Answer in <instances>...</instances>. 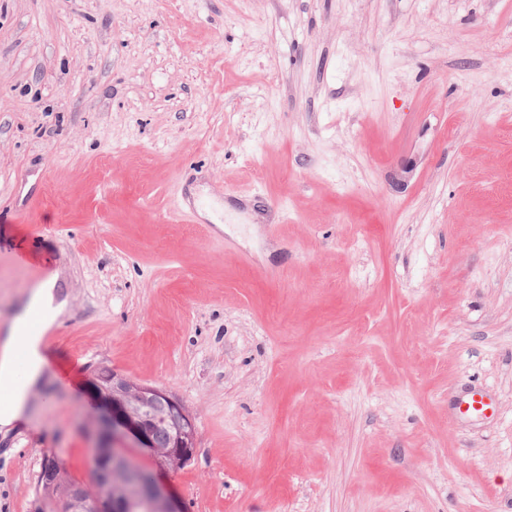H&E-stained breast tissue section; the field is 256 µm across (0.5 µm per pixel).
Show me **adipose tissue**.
Here are the masks:
<instances>
[{
    "mask_svg": "<svg viewBox=\"0 0 512 512\" xmlns=\"http://www.w3.org/2000/svg\"><path fill=\"white\" fill-rule=\"evenodd\" d=\"M62 305L56 304L51 283H43L34 291L21 311L11 320L4 338L0 339V388L9 392L6 401H0V427H11L19 421L28 406L31 390L43 375L44 358L41 354L42 336L29 335L26 325L30 316H39L43 327H51L62 314ZM25 345L30 362L25 371H18L14 351Z\"/></svg>",
    "mask_w": 512,
    "mask_h": 512,
    "instance_id": "ef3b65f1",
    "label": "adipose tissue"
}]
</instances>
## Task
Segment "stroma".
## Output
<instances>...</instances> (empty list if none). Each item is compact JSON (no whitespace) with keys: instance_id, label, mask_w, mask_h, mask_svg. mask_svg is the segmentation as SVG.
Returning a JSON list of instances; mask_svg holds the SVG:
<instances>
[{"instance_id":"obj_1","label":"stroma","mask_w":512,"mask_h":512,"mask_svg":"<svg viewBox=\"0 0 512 512\" xmlns=\"http://www.w3.org/2000/svg\"><path fill=\"white\" fill-rule=\"evenodd\" d=\"M45 264L0 512L89 484L99 366L186 512H512V0H0V336Z\"/></svg>"}]
</instances>
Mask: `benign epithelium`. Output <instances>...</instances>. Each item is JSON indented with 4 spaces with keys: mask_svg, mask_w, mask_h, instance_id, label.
<instances>
[{
    "mask_svg": "<svg viewBox=\"0 0 512 512\" xmlns=\"http://www.w3.org/2000/svg\"><path fill=\"white\" fill-rule=\"evenodd\" d=\"M102 407L91 428L90 448L94 468L90 487L68 488L65 512H132L133 501L125 486L135 482L147 512H184L182 503L162 484L157 474L175 472L194 456L197 430L184 404L163 387L138 382L112 373L111 383L97 390ZM175 429L166 447L154 443L152 430L161 421ZM148 448L154 454L156 473L139 470L131 460V448Z\"/></svg>",
    "mask_w": 512,
    "mask_h": 512,
    "instance_id": "7a95c632",
    "label": "benign epithelium"
}]
</instances>
